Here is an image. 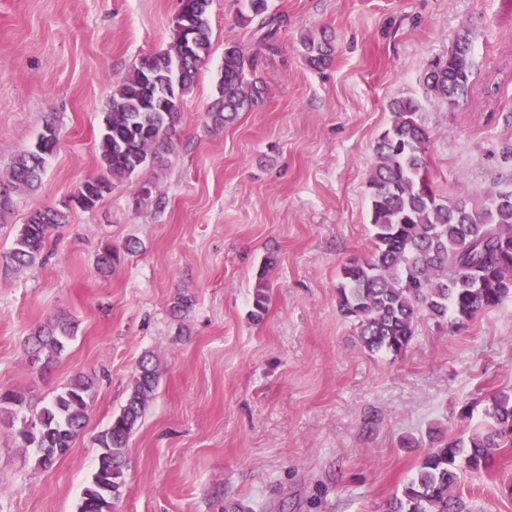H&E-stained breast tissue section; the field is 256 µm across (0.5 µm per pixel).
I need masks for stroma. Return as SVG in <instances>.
Returning a JSON list of instances; mask_svg holds the SVG:
<instances>
[{
	"instance_id": "stroma-1",
	"label": "stroma",
	"mask_w": 512,
	"mask_h": 512,
	"mask_svg": "<svg viewBox=\"0 0 512 512\" xmlns=\"http://www.w3.org/2000/svg\"><path fill=\"white\" fill-rule=\"evenodd\" d=\"M267 3L281 21L274 54L242 20L249 0H212L210 55L171 151L85 211L71 197L101 173L112 83L168 48L179 2L0 0V177L45 124L58 133L41 182L0 212V253L30 211L68 214L46 262L0 266V389L26 397L0 422V512H78L96 439L145 354L159 383L129 440L119 512H377L434 439L469 436L493 394H512V297L461 326L421 317L396 357L364 348L336 292L341 267L372 248L369 177L394 100L420 106L443 199L475 207L512 184V0ZM465 26L476 69L451 106L428 76ZM306 36L332 38L322 68ZM230 44L258 55L265 94L224 125L209 108ZM108 245L119 261L104 275ZM180 293L193 308L175 318ZM62 316L78 324L67 352L32 362L27 337ZM78 375L97 382L86 425L40 468L17 432ZM511 482L512 447L460 472L473 512H512ZM273 259H266L264 260L262 266L257 272L256 277V287H255V293L253 298V306L254 310L252 311V315L255 317H260V315L266 310V305L268 302V297L265 294V288H267L266 285V274L268 271V268L272 265Z\"/></svg>"
}]
</instances>
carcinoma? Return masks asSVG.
Instances as JSON below:
<instances>
[{
    "instance_id": "cac0c4a2",
    "label": "carcinoma",
    "mask_w": 512,
    "mask_h": 512,
    "mask_svg": "<svg viewBox=\"0 0 512 512\" xmlns=\"http://www.w3.org/2000/svg\"><path fill=\"white\" fill-rule=\"evenodd\" d=\"M259 20L266 50L278 51L276 18L265 15L267 0H250ZM211 0H180L183 20L173 22V40L160 53L143 56L112 91L104 113L99 156L106 174L83 182L72 195L76 206L92 209L112 191V180L128 178L160 159L159 149L172 147L171 134L180 120V101L196 81L211 49L208 10ZM309 63L320 67L333 52L329 41L303 40ZM258 59L237 47L224 50L218 99L211 106L214 121L226 123L251 109L265 93L247 75ZM470 31L457 33L448 57L431 74V88L454 105L468 95L473 76ZM390 126L379 138L369 186L373 248L363 258L349 260L340 270L337 303L351 319L370 351L395 356L410 346L418 319L453 318L462 325L479 313L498 307L512 295V187L497 189L480 209L448 202L433 190L426 159L429 136L416 120L419 105L412 99L391 103ZM57 145V133L47 125L33 146L9 166L0 180V210L12 203L11 193L29 189L39 180ZM67 215L55 208L31 211L17 231L13 247L3 256L8 267H27L43 256ZM273 260L257 272L252 315L260 316L268 297L266 274ZM75 323L58 318L28 338L34 359L49 364L66 350ZM152 357L136 368L125 405L97 437V468L82 493L79 512H116L124 485V461L130 434L142 418L158 386ZM94 381L72 378L19 431L36 448V464L48 468L66 454L83 428ZM491 421L476 429L468 442L441 440L420 462L416 474L393 495L382 512H469L456 492L460 480L457 457L480 471L490 466L493 452L512 447V395L492 398ZM19 392H0V412L21 407Z\"/></svg>"
}]
</instances>
